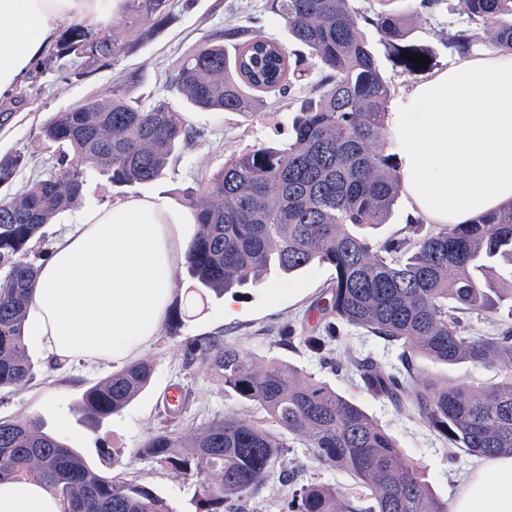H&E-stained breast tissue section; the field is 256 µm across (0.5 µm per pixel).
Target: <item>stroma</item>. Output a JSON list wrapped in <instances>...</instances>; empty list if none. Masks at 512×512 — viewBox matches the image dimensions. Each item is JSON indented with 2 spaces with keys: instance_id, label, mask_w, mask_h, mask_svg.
Here are the masks:
<instances>
[{
  "instance_id": "35a3bbf8",
  "label": "stroma",
  "mask_w": 512,
  "mask_h": 512,
  "mask_svg": "<svg viewBox=\"0 0 512 512\" xmlns=\"http://www.w3.org/2000/svg\"><path fill=\"white\" fill-rule=\"evenodd\" d=\"M175 2L180 6L178 22L145 41L119 66L99 69L89 78L68 85L55 82L53 75L48 74L28 84L23 100L0 103V112L9 115L7 121L0 123V154L21 149L32 158L29 167L18 176V185L27 184L52 164L50 151L38 137L41 123L51 113L67 110L90 94L111 88L129 73L135 77L134 98L147 104L165 96L168 67L186 46L249 18L256 20L259 34L278 42L287 51L292 68L300 76L286 96L266 97L256 112L248 114L193 111L189 122L201 136L178 151L176 163L163 179L148 185L113 187L104 176L89 172L83 206L87 209L103 207L129 197L147 195L179 205L183 202V189L197 185L222 169L229 156L287 138L297 99L308 81L316 79L318 69L306 50L293 40L284 21L266 10V0H193L188 8L184 7V0ZM457 2L441 0L437 8L425 11L417 8L416 0H394L409 31V44L425 51L431 69L443 68L457 56L448 46L449 33L465 24ZM331 276L329 267L317 263L296 276L273 272L259 283L233 289L236 303L228 308L222 298L196 288L185 269H178L174 275L175 313L168 316L160 335L141 353L142 358L153 365L151 382L126 408L100 425L87 426L74 412V403L90 383L114 372V365L98 370L74 365L58 367L32 346L28 354L35 363V375L26 385L0 399V418H37L44 423L46 431L60 434L100 474L150 488L163 497L174 512H197L199 479L139 457L137 448L149 434L163 428L185 432L227 413L256 418L260 412L252 405L225 395L223 386L205 365H186V342L198 336H220L258 357L277 358L322 376L320 365L303 348L275 345L272 331L289 321L300 322ZM418 368L445 380L476 387L497 379L496 370L469 364L447 366L422 359ZM175 383L180 384L185 394V407L179 415L172 416L163 404V396ZM360 402L424 465L435 494L442 500H451L458 476L475 465V458L462 456L457 462H449L447 449L434 442L421 418L404 415L386 399L364 396ZM62 417L69 421L64 431L57 425ZM282 468L290 473L296 488L310 482L339 487L349 483L344 473L318 464L298 444L289 449Z\"/></svg>"
}]
</instances>
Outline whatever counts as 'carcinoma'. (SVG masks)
<instances>
[{
    "label": "carcinoma",
    "instance_id": "carcinoma-1",
    "mask_svg": "<svg viewBox=\"0 0 512 512\" xmlns=\"http://www.w3.org/2000/svg\"><path fill=\"white\" fill-rule=\"evenodd\" d=\"M466 25L449 47L470 53L491 34L512 50V0H461ZM174 0H119L116 30L67 27L39 74L86 79L116 67L144 39L176 19ZM268 10L316 59L319 79L299 101L288 141L261 144L224 161L206 182L183 191L197 226L186 253L196 287L223 295L275 267L285 274L313 263L333 277L310 309L314 324L280 327L275 344L299 343L323 367L348 380L329 382L278 359H260L217 336L185 346L189 363L215 371L224 393L260 409V420L211 419L187 435L151 434L137 455L203 478L198 512H227L264 486L296 442L316 462L351 479L345 489L311 482L277 501L279 512H448L409 456L358 401L391 400L422 418L452 455H512V326L473 334L460 313L512 309V204L472 224H431L379 240L402 193L386 138L392 85L362 26L381 34L403 73L423 64L405 57L407 30L393 10L368 15L353 0H267ZM236 40L234 53L224 41ZM287 52L248 29L230 28L186 49L166 80L167 96L145 106L115 84L39 128L52 150L50 170L16 187L31 162L21 151L0 155V392L29 382L25 343L30 290L49 256L44 227L83 202L88 171L114 186L152 183L183 144L199 138L172 100L219 112H253L266 96L291 87ZM398 349L399 365L354 350L347 331ZM495 368L485 387L423 373L417 360ZM153 365L132 362L89 385L74 411L100 423L121 412L150 383ZM30 478L52 487L64 512H171L151 490L100 475L34 418L0 419V481Z\"/></svg>",
    "mask_w": 512,
    "mask_h": 512
}]
</instances>
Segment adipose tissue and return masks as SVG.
Masks as SVG:
<instances>
[{"mask_svg":"<svg viewBox=\"0 0 512 512\" xmlns=\"http://www.w3.org/2000/svg\"><path fill=\"white\" fill-rule=\"evenodd\" d=\"M115 0H0V101L13 99L57 30L98 28ZM386 129L409 212L467 224L512 203V51H480L416 84ZM195 232L192 215L160 197L83 211L42 262L28 333L62 362L127 364L162 330L173 275ZM48 485L0 481V512H63ZM450 512H512V456H487L459 481Z\"/></svg>","mask_w":512,"mask_h":512,"instance_id":"ef3b65f1","label":"adipose tissue"}]
</instances>
